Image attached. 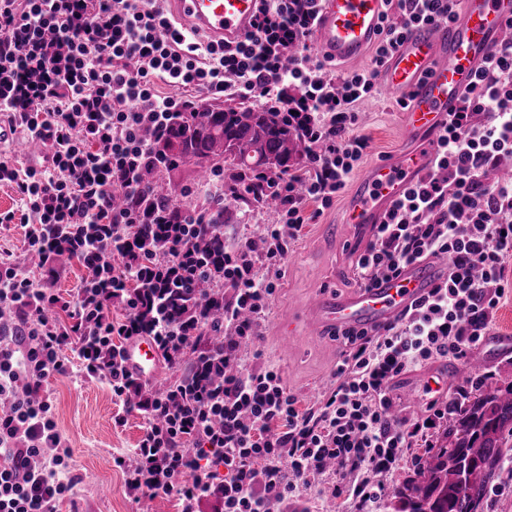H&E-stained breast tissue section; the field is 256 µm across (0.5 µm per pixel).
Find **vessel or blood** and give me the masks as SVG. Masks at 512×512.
<instances>
[{
    "label": "vessel or blood",
    "instance_id": "b4317fda",
    "mask_svg": "<svg viewBox=\"0 0 512 512\" xmlns=\"http://www.w3.org/2000/svg\"><path fill=\"white\" fill-rule=\"evenodd\" d=\"M183 28L224 43L251 31L260 0H170ZM386 0H323L311 35L318 56L351 64L364 59L380 36ZM512 21V0H459L452 20L414 26L387 56L378 80L389 101H405L404 134L410 146L376 161L355 186L345 223H381L393 204L431 166L443 133L477 73L491 58ZM448 273L445 264H412L399 276L380 279L341 295L323 293L306 320L334 333L349 328L374 330L394 321ZM125 365L150 377L159 351L149 339L126 347Z\"/></svg>",
    "mask_w": 512,
    "mask_h": 512
}]
</instances>
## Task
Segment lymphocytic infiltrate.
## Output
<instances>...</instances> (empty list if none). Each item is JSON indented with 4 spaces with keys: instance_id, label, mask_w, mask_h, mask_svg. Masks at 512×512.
I'll list each match as a JSON object with an SVG mask.
<instances>
[{
    "instance_id": "obj_1",
    "label": "lymphocytic infiltrate",
    "mask_w": 512,
    "mask_h": 512,
    "mask_svg": "<svg viewBox=\"0 0 512 512\" xmlns=\"http://www.w3.org/2000/svg\"><path fill=\"white\" fill-rule=\"evenodd\" d=\"M459 0H388L371 64L337 69L307 52L321 0H262L236 45L178 26L166 0H0V119L38 139L36 163L0 153V183L16 188L26 250L39 275L0 248V512H55L76 463L43 389L67 367L108 383L124 424L145 420L132 460L116 457L130 492L175 496L181 512H282L301 478L339 462L341 492L370 507L405 449L431 437L463 402L399 414L390 383L412 367L465 359L489 331L512 258V37L501 42L438 140L422 180L372 225L354 261L358 285L443 258L448 276L394 322L339 335L333 383L299 409L280 372L250 364L241 345L260 334L291 244L329 209L369 146L358 106L379 93L385 58L413 26L451 19ZM254 101L285 112L304 160L275 185L277 221L227 236L215 223L224 180L194 205L147 206L142 173L175 117L194 99ZM65 255L88 272L73 299L55 286ZM151 339L168 369L163 387L129 372L123 351Z\"/></svg>"
}]
</instances>
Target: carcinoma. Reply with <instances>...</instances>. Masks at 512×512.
<instances>
[{"instance_id": "carcinoma-1", "label": "carcinoma", "mask_w": 512, "mask_h": 512, "mask_svg": "<svg viewBox=\"0 0 512 512\" xmlns=\"http://www.w3.org/2000/svg\"><path fill=\"white\" fill-rule=\"evenodd\" d=\"M299 140L280 112L211 107L180 118L171 127L161 162L144 171L148 199L160 202L171 192L163 172L186 162H219L233 171L234 199L277 206L274 192L248 185L256 169L286 173L300 164ZM445 444L431 448L397 488L395 512H483L489 486L499 478L504 456L512 450V381L480 394L448 415Z\"/></svg>"}]
</instances>
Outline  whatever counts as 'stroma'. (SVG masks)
<instances>
[{"instance_id":"obj_1","label":"stroma","mask_w":512,"mask_h":512,"mask_svg":"<svg viewBox=\"0 0 512 512\" xmlns=\"http://www.w3.org/2000/svg\"><path fill=\"white\" fill-rule=\"evenodd\" d=\"M359 110V131L369 140L368 152L355 171L360 177L375 160L394 153L405 142L402 115L391 110L387 96L364 101ZM347 197V192H340L332 207L305 225L299 240L291 245L285 275L256 344L261 364L280 371L303 409L319 400L330 386L340 345L298 323L296 316L325 288L341 293L356 289L353 251L368 240V228L343 221ZM504 281L506 289L492 314L489 334L474 350L485 365L468 388L472 396L493 390L504 377L512 376V344L502 342L503 337H512V260L505 266ZM460 366V361L438 358L400 375L391 383L396 408L406 415L425 410L432 398L426 390L432 374L455 371ZM412 387L417 388L419 401L410 400L408 390ZM43 388L79 475L73 500L60 502L57 512H178L175 497L158 496L143 504L127 493L113 460L136 446L144 422L133 413L124 426H115L113 418L119 406L108 385L84 382L71 374L50 377Z\"/></svg>"}]
</instances>
